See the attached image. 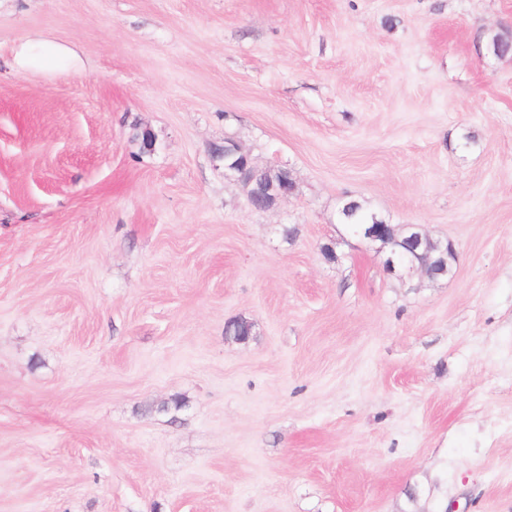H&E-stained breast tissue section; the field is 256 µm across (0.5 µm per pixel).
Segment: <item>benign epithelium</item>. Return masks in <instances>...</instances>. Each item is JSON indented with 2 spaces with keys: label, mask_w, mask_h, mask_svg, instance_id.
<instances>
[{
  "label": "benign epithelium",
  "mask_w": 512,
  "mask_h": 512,
  "mask_svg": "<svg viewBox=\"0 0 512 512\" xmlns=\"http://www.w3.org/2000/svg\"><path fill=\"white\" fill-rule=\"evenodd\" d=\"M227 157L237 156L236 163L224 169V175L241 181L253 167L249 154L237 144L228 142L224 146ZM252 196L263 199V209H271L278 200L295 193L296 182L286 169L281 179L267 187L252 185ZM356 235L376 246L382 256L389 275L404 280L421 270L431 278L448 277L453 274L456 264V249L452 241L433 239L425 235L418 224H390L382 221L377 224H363Z\"/></svg>",
  "instance_id": "7a95c632"
}]
</instances>
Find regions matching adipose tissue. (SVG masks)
Instances as JSON below:
<instances>
[{"instance_id":"ef3b65f1","label":"adipose tissue","mask_w":512,"mask_h":512,"mask_svg":"<svg viewBox=\"0 0 512 512\" xmlns=\"http://www.w3.org/2000/svg\"><path fill=\"white\" fill-rule=\"evenodd\" d=\"M15 66L25 72L81 76L87 67L73 46L41 36L25 38L16 47Z\"/></svg>"}]
</instances>
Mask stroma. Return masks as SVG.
I'll list each match as a JSON object with an SVG mask.
<instances>
[{
  "label": "stroma",
  "mask_w": 512,
  "mask_h": 512,
  "mask_svg": "<svg viewBox=\"0 0 512 512\" xmlns=\"http://www.w3.org/2000/svg\"><path fill=\"white\" fill-rule=\"evenodd\" d=\"M504 29L512 0H0V512H512ZM27 35L88 74L15 71ZM228 140L296 193L252 209ZM350 198L455 275L389 276Z\"/></svg>",
  "instance_id": "obj_1"
}]
</instances>
